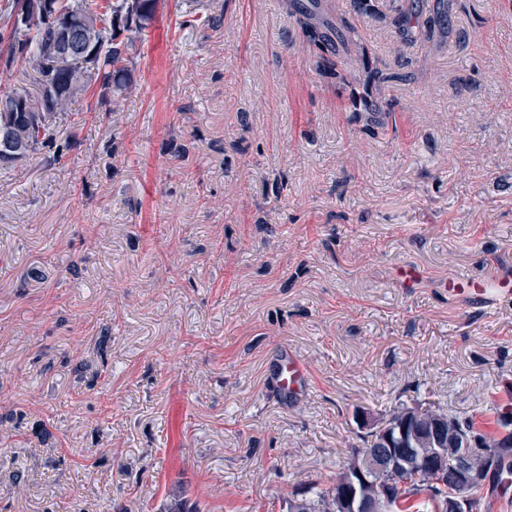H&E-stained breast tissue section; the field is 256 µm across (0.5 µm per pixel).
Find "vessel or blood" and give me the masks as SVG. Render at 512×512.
<instances>
[{
  "label": "vessel or blood",
  "mask_w": 512,
  "mask_h": 512,
  "mask_svg": "<svg viewBox=\"0 0 512 512\" xmlns=\"http://www.w3.org/2000/svg\"><path fill=\"white\" fill-rule=\"evenodd\" d=\"M512 300V263H500L478 277H456L448 281V302L466 312H488ZM268 380L282 403L292 404L311 389V375L293 350L282 349L268 369Z\"/></svg>",
  "instance_id": "b4317fda"
}]
</instances>
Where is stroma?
<instances>
[{"mask_svg": "<svg viewBox=\"0 0 512 512\" xmlns=\"http://www.w3.org/2000/svg\"><path fill=\"white\" fill-rule=\"evenodd\" d=\"M320 3L368 67L308 45L310 0H158L133 91L0 170V512H288L357 410L512 412V302L443 290L512 262V0ZM268 372V380L283 404L301 400L311 389V375L307 366L287 347L280 351Z\"/></svg>", "mask_w": 512, "mask_h": 512, "instance_id": "1", "label": "stroma"}]
</instances>
